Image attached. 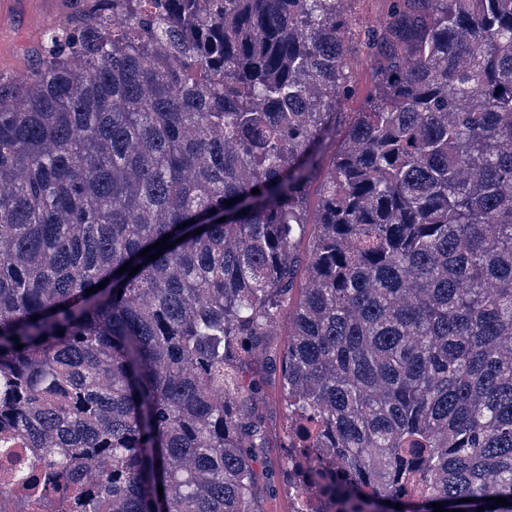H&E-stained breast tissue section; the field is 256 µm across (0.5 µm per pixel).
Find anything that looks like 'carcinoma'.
<instances>
[{
	"mask_svg": "<svg viewBox=\"0 0 512 512\" xmlns=\"http://www.w3.org/2000/svg\"><path fill=\"white\" fill-rule=\"evenodd\" d=\"M339 2L72 0L0 71L10 512H255L270 375L293 512H512V0ZM392 0H361L360 3L343 1L342 6L348 12L351 8L357 11L360 23L363 26H377L387 15L392 6ZM352 81L355 87L354 95L344 101L339 109V112H345V115H349V112H359L374 93V67L366 63L359 65L352 74ZM342 139L341 136H336V139L332 142L331 146L327 150L326 158L322 164L323 170L320 177L314 179L307 187L306 191V210L308 218H311L316 212L320 200V184L323 180L325 172L327 170V164L329 157L341 148Z\"/></svg>",
	"mask_w": 512,
	"mask_h": 512,
	"instance_id": "1",
	"label": "carcinoma"
}]
</instances>
